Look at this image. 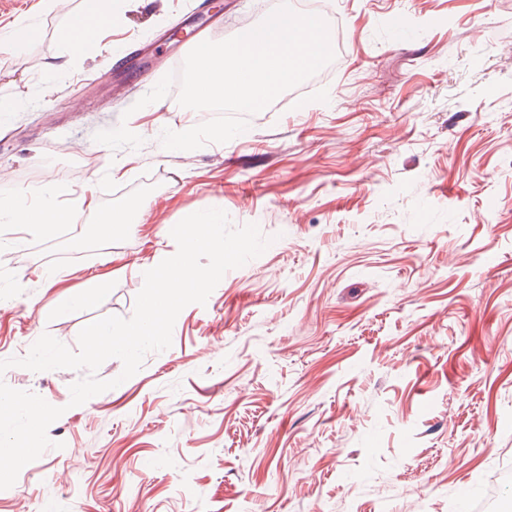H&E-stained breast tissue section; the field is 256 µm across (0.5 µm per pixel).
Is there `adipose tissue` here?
I'll return each instance as SVG.
<instances>
[{
	"instance_id": "ef3b65f1",
	"label": "adipose tissue",
	"mask_w": 512,
	"mask_h": 512,
	"mask_svg": "<svg viewBox=\"0 0 512 512\" xmlns=\"http://www.w3.org/2000/svg\"><path fill=\"white\" fill-rule=\"evenodd\" d=\"M83 6L72 15L63 30V40L70 56H78L96 45L113 16L125 9V0H82ZM69 211L46 201L37 205L0 206V222L4 224H37L44 229L70 220Z\"/></svg>"
}]
</instances>
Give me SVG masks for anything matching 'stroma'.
<instances>
[{"label":"stroma","instance_id":"stroma-1","mask_svg":"<svg viewBox=\"0 0 512 512\" xmlns=\"http://www.w3.org/2000/svg\"><path fill=\"white\" fill-rule=\"evenodd\" d=\"M66 8L0 0V203L63 209L96 182V210L43 233L1 224L0 360L43 334L70 349L87 324L130 318L172 228L209 208L271 243L178 315L171 346L116 388L70 406L80 370L12 367L8 386L62 408L52 448L0 490V512H461L512 456V0H332L337 66L248 118L225 144L167 150L198 113L126 111L202 35L236 36L257 0H128L112 33L62 74ZM411 15L421 29L397 34ZM152 74L105 73L128 42ZM127 125L140 149L94 141ZM139 202L112 240L101 216ZM52 270L55 282L45 280ZM109 272L86 302L61 296ZM2 41L12 46H19L39 36V29L32 23L19 22L6 32H1Z\"/></svg>","mask_w":512,"mask_h":512}]
</instances>
